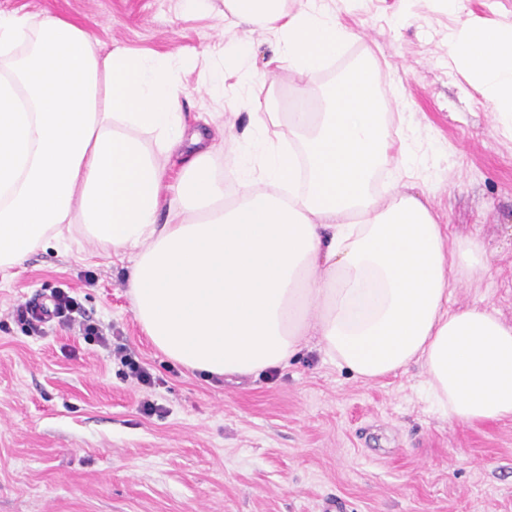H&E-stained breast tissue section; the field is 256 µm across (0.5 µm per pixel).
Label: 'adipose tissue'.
<instances>
[{
  "mask_svg": "<svg viewBox=\"0 0 512 512\" xmlns=\"http://www.w3.org/2000/svg\"><path fill=\"white\" fill-rule=\"evenodd\" d=\"M351 0H224L228 27L261 30L299 74L355 37ZM450 61L467 71L512 136V22L486 27L465 0ZM183 83L168 58L102 50L78 23L0 13V272L73 228L129 255L128 295L168 359L236 381L287 365L316 340L374 382L422 368L421 388L460 425L512 419V324L452 292L487 269L482 244L452 240L414 192L423 169L394 141L370 64L349 67L320 112L280 120L254 100L243 140L186 137ZM287 132H280V124ZM240 172L225 191L214 168ZM400 156L401 191L375 175Z\"/></svg>",
  "mask_w": 512,
  "mask_h": 512,
  "instance_id": "ef3b65f1",
  "label": "adipose tissue"
}]
</instances>
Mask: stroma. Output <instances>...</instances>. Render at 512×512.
<instances>
[{"label": "stroma", "instance_id": "1", "mask_svg": "<svg viewBox=\"0 0 512 512\" xmlns=\"http://www.w3.org/2000/svg\"><path fill=\"white\" fill-rule=\"evenodd\" d=\"M0 10L79 22L105 47L194 59L182 110L188 133L208 137L241 136L250 122V83L229 78L219 95L200 86L227 65L225 43L249 44L247 69L281 113L303 85L319 111L343 69L373 61L387 112L413 116L399 137L427 154L418 192L488 257L452 305L487 302L512 322V139L470 75L449 65L456 17L432 0H356L339 14L356 40L305 76L269 66L272 36L225 31L215 12L180 0H0ZM129 264L76 230L66 248L38 249L0 277V512H512L511 419L448 422L419 395L418 368L367 383L313 341L287 367L237 383L184 369L137 322ZM59 288L154 387L111 347L64 326L38 336L17 320L16 305Z\"/></svg>", "mask_w": 512, "mask_h": 512}]
</instances>
